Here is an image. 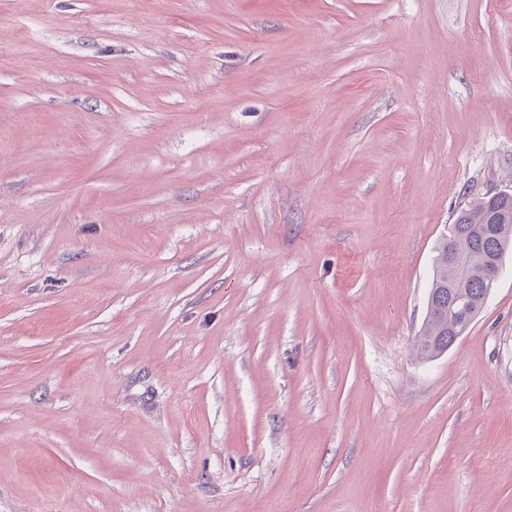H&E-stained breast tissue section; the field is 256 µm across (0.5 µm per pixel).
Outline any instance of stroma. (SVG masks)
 <instances>
[{"label": "stroma", "instance_id": "obj_1", "mask_svg": "<svg viewBox=\"0 0 512 512\" xmlns=\"http://www.w3.org/2000/svg\"><path fill=\"white\" fill-rule=\"evenodd\" d=\"M512 0H0V512H512ZM446 229L447 236L444 234L436 247L429 296L447 312V327L442 328V314L426 319L416 340L424 358L437 357L438 352L453 345L449 326H460L480 313L486 302V281L490 290L496 288L505 259L495 258L504 251L508 255L512 249V197L494 200L485 196L470 202ZM449 248L459 254L456 266L448 265ZM456 298H465V307L453 305Z\"/></svg>", "mask_w": 512, "mask_h": 512}]
</instances>
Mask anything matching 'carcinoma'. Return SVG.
<instances>
[{
  "mask_svg": "<svg viewBox=\"0 0 512 512\" xmlns=\"http://www.w3.org/2000/svg\"><path fill=\"white\" fill-rule=\"evenodd\" d=\"M512 251V198L485 196L469 203L448 225L436 247L430 295L448 317L426 319L416 347L424 358L453 345L450 327L475 318L486 302L485 272L491 260ZM465 299V307L452 303Z\"/></svg>",
  "mask_w": 512,
  "mask_h": 512,
  "instance_id": "obj_1",
  "label": "carcinoma"
}]
</instances>
